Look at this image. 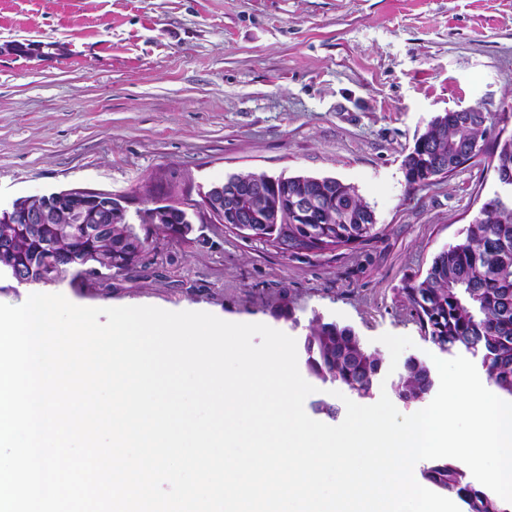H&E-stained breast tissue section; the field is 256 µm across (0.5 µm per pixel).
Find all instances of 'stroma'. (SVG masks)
<instances>
[{
  "instance_id": "1",
  "label": "stroma",
  "mask_w": 512,
  "mask_h": 512,
  "mask_svg": "<svg viewBox=\"0 0 512 512\" xmlns=\"http://www.w3.org/2000/svg\"><path fill=\"white\" fill-rule=\"evenodd\" d=\"M510 105L512 0H0V207L151 189L194 225L150 238L132 270L48 286L78 306L196 310L299 342L318 315L382 359L385 333L428 358L400 289L498 184L482 164L413 190L403 160L435 116L476 107L495 121ZM251 173L338 179L377 234L284 254L211 221L201 192Z\"/></svg>"
}]
</instances>
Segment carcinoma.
<instances>
[{
    "mask_svg": "<svg viewBox=\"0 0 512 512\" xmlns=\"http://www.w3.org/2000/svg\"><path fill=\"white\" fill-rule=\"evenodd\" d=\"M448 121L433 124L423 133L426 156L448 161V174L456 173L469 144L479 141L482 155L472 165L488 162L499 182L512 184V141L490 135L488 114L449 112ZM309 196L322 202L317 222L269 224L266 241L276 248L300 243L310 252L350 246L377 234L373 210L353 188L338 181L306 176L288 178V196ZM166 237L185 239L191 224H166L155 229ZM149 237H140L122 217L106 225L99 236L88 238L70 214L60 211L48 217L36 234L20 224L0 223V243L9 247L5 260L24 270L33 284H43L46 248H52L55 276L97 269L108 275L141 263ZM400 292L424 335L448 351L479 358L487 379L512 398V197H496L485 203L466 225L461 240L439 252L425 274L407 281ZM309 374L322 381L371 392L383 360L368 350L355 330L321 317L312 319L303 344ZM434 384L433 368L424 359L410 356L403 362L396 383L400 400L421 401ZM434 487L454 495L461 512H512L504 500L467 480L461 464L442 459L423 473Z\"/></svg>",
    "mask_w": 512,
    "mask_h": 512,
    "instance_id": "obj_1",
    "label": "carcinoma"
}]
</instances>
